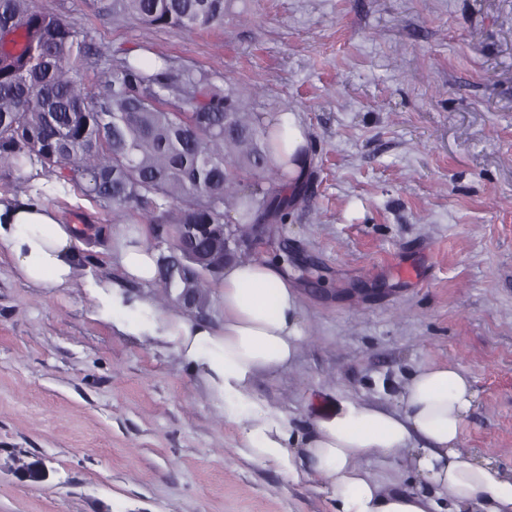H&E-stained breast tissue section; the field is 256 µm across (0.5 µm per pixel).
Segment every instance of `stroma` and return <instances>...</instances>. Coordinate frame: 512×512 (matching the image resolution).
Returning a JSON list of instances; mask_svg holds the SVG:
<instances>
[{
	"label": "stroma",
	"mask_w": 512,
	"mask_h": 512,
	"mask_svg": "<svg viewBox=\"0 0 512 512\" xmlns=\"http://www.w3.org/2000/svg\"><path fill=\"white\" fill-rule=\"evenodd\" d=\"M33 6L88 48L90 92L99 50L147 46L306 127L303 199L252 246L286 255L306 339L261 399L301 430L344 400L396 407L419 369L451 365L476 392L463 447L512 466V0H228L191 33L113 20L112 0ZM45 201L94 272L139 221L72 183ZM91 308L0 260V512H332L240 454L173 345Z\"/></svg>",
	"instance_id": "1"
}]
</instances>
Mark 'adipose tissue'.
Masks as SVG:
<instances>
[{
	"label": "adipose tissue",
	"instance_id": "1",
	"mask_svg": "<svg viewBox=\"0 0 512 512\" xmlns=\"http://www.w3.org/2000/svg\"><path fill=\"white\" fill-rule=\"evenodd\" d=\"M272 127L278 136L272 160L297 178L308 146L305 129L288 113L275 116ZM25 177L23 192L0 195V259L8 258L17 278L35 288L81 282L96 319L128 336L173 343L224 419L237 426L246 459L295 482L324 481L334 512H512V467L478 460L459 446L475 399L459 369L419 370L401 393L399 409L344 401L330 415L313 418L308 431L296 430L254 391L259 377L297 359L304 339L300 294L279 262L225 263L214 285L219 322L159 308L112 280L82 274L75 225L61 223L42 200L52 183L31 167ZM145 236L141 226L121 229L107 260L126 281L146 288L157 277V254ZM373 462L402 465L417 482H382L368 469Z\"/></svg>",
	"mask_w": 512,
	"mask_h": 512
}]
</instances>
